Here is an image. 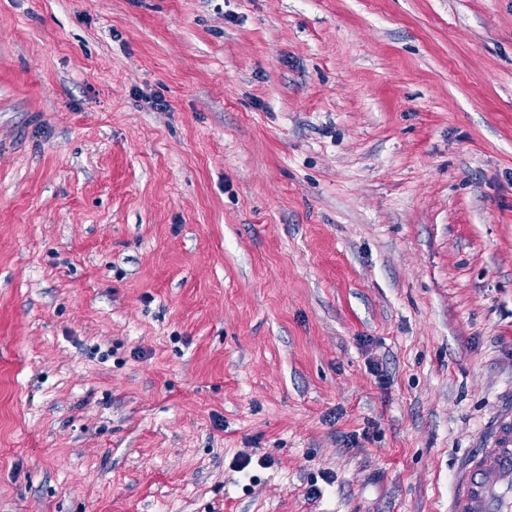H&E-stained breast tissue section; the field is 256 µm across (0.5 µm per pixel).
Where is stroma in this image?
<instances>
[{
  "instance_id": "stroma-1",
  "label": "stroma",
  "mask_w": 512,
  "mask_h": 512,
  "mask_svg": "<svg viewBox=\"0 0 512 512\" xmlns=\"http://www.w3.org/2000/svg\"><path fill=\"white\" fill-rule=\"evenodd\" d=\"M511 409L512 0H0V512H448Z\"/></svg>"
}]
</instances>
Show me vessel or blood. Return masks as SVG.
Returning <instances> with one entry per match:
<instances>
[{
  "mask_svg": "<svg viewBox=\"0 0 512 512\" xmlns=\"http://www.w3.org/2000/svg\"><path fill=\"white\" fill-rule=\"evenodd\" d=\"M450 512H512V416L494 424L485 447L466 454Z\"/></svg>",
  "mask_w": 512,
  "mask_h": 512,
  "instance_id": "b4317fda",
  "label": "vessel or blood"
}]
</instances>
